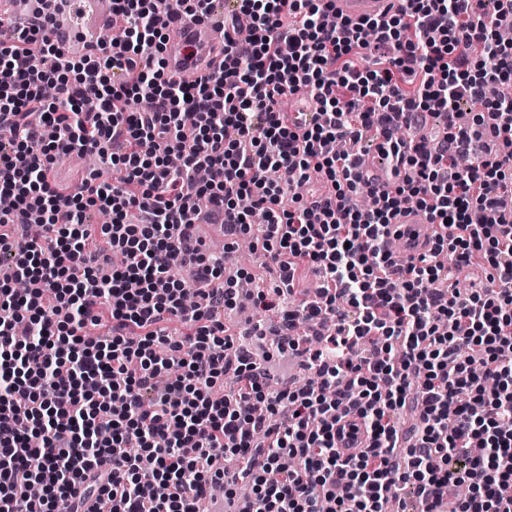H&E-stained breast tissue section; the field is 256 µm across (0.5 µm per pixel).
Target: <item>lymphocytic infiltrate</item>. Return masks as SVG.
Wrapping results in <instances>:
<instances>
[{
  "label": "lymphocytic infiltrate",
  "mask_w": 512,
  "mask_h": 512,
  "mask_svg": "<svg viewBox=\"0 0 512 512\" xmlns=\"http://www.w3.org/2000/svg\"><path fill=\"white\" fill-rule=\"evenodd\" d=\"M211 3L112 0L125 38L75 57L40 22L70 0H36L0 40V512H199L216 483L228 505L250 486L253 512H386L401 488L419 512H512V0H400L358 22L331 0H236L224 20L248 18V44L188 82L167 70L169 26ZM303 88L296 130L280 105ZM467 102L484 108L469 123ZM431 115L441 139L406 137ZM373 137L382 186L327 149ZM74 151L116 178L59 195L47 172ZM315 173L322 189L296 196ZM202 197L276 278L251 295L279 313L260 361L215 317L239 290L193 230ZM408 202L441 232L401 259ZM91 207L112 216L96 233ZM477 258L484 281L461 287ZM105 315L109 335H84ZM175 319L192 332L173 343ZM287 353L312 379L269 391Z\"/></svg>",
  "instance_id": "1"
}]
</instances>
